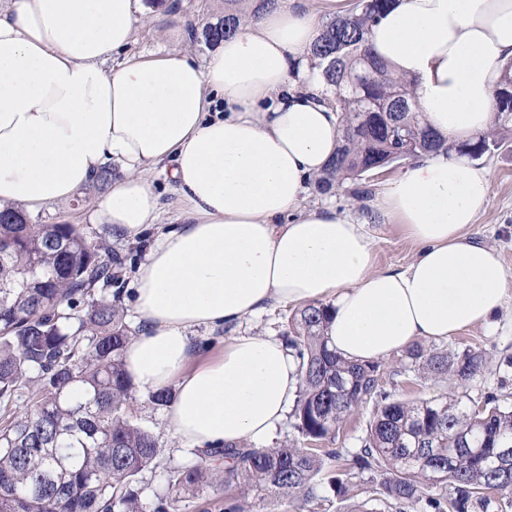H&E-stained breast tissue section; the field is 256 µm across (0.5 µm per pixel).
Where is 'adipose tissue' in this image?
<instances>
[{"mask_svg": "<svg viewBox=\"0 0 512 512\" xmlns=\"http://www.w3.org/2000/svg\"><path fill=\"white\" fill-rule=\"evenodd\" d=\"M348 0H251L237 33L198 63L115 56L148 18L142 0H8L0 7V205L69 200L109 163L122 177L97 209L134 238L161 216L149 173L164 168L183 223L160 231L135 275L140 327L124 351L143 390L176 385L165 426L198 453L267 440L293 404L301 366L272 336L231 338L195 362L192 332L236 325L275 303L331 305L329 345L373 361L418 339L487 322L512 289L494 248L468 228L489 173L424 157L387 179L378 208L419 244L403 269L376 268L364 224L306 203L335 156L338 115L311 48ZM370 47L415 83L427 123L460 143L496 121L512 60V0H393Z\"/></svg>", "mask_w": 512, "mask_h": 512, "instance_id": "ef3b65f1", "label": "adipose tissue"}]
</instances>
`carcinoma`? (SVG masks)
I'll return each instance as SVG.
<instances>
[{
  "mask_svg": "<svg viewBox=\"0 0 512 512\" xmlns=\"http://www.w3.org/2000/svg\"><path fill=\"white\" fill-rule=\"evenodd\" d=\"M390 2L357 0L349 16L325 24L312 47L342 131L318 179L322 191L351 183L353 195L367 199L372 192L362 180L378 163L453 151L478 160L506 140L501 122L457 145L422 121L413 83L392 76L369 46L371 26ZM238 24L228 10L204 37L216 44ZM121 266L110 246L78 224H31L15 207L0 210V512H180L184 499L217 482L220 512H250V500L268 495L310 502L327 465L340 501L368 494L348 512L411 505L472 512L484 508V491L512 492L486 469L500 441L512 442L507 397L393 398L378 363L328 348L322 303L298 310L285 336L302 369L291 417L303 444L215 448L190 466L162 460L158 438L131 415L137 389L123 352L133 329L119 295L101 296ZM405 358L461 387L483 370L482 356L469 349L450 357L416 346ZM369 401L373 418L358 452L317 447L335 442L346 418ZM158 468L168 472L167 490L147 503L141 483ZM440 468L451 473L443 484L435 482Z\"/></svg>",
  "mask_w": 512,
  "mask_h": 512,
  "instance_id": "1",
  "label": "carcinoma"
}]
</instances>
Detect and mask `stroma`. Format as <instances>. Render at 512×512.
<instances>
[{
  "instance_id": "stroma-1",
  "label": "stroma",
  "mask_w": 512,
  "mask_h": 512,
  "mask_svg": "<svg viewBox=\"0 0 512 512\" xmlns=\"http://www.w3.org/2000/svg\"><path fill=\"white\" fill-rule=\"evenodd\" d=\"M179 10L184 33L170 34L167 16L151 17L135 30L124 51L125 56L175 52L197 61L206 58L213 46L205 41L203 30L223 18L224 0H180ZM479 164L490 172L488 205L476 224L470 225L469 234L491 245L499 253L504 266L512 271V146L491 149ZM103 197V191L89 184L72 199L46 205L30 214L29 220L34 224H78L89 237L108 236L113 250L124 259L119 278L113 282L112 288L120 293L123 304L127 305L132 299L136 269L145 261L158 231L150 229L134 240L112 236L110 228L98 224L95 219L96 207ZM308 203L312 206L332 205L353 218L367 220L374 238L377 268L400 269L414 259L416 244L398 225L382 217L374 199L358 200L345 186L325 193L311 190ZM295 311V305L279 304L270 307L260 317L236 326L198 328L193 333L195 342L200 345L196 358L200 361L215 358L223 352L226 341L241 334L282 337L288 328V319ZM423 347L442 353L468 348L484 355V369L466 387L470 397L477 399L489 393L512 394V367L504 363L505 358L512 357V291L507 293L501 309L489 324L459 331L445 341L424 342ZM380 365L382 384L395 398L415 402L449 396L457 391L456 386L446 379L413 376L402 353L381 359ZM133 415L141 426L157 436L164 457L180 463L194 462L193 452L175 445L165 427L164 407L153 404L147 392H139Z\"/></svg>"
}]
</instances>
